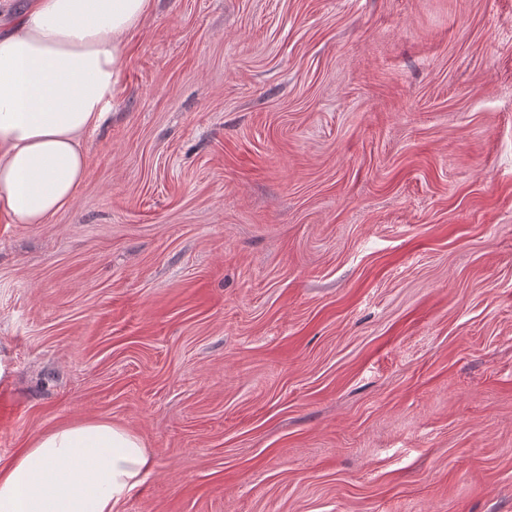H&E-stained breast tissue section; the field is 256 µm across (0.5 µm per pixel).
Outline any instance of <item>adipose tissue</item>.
I'll return each mask as SVG.
<instances>
[{
	"instance_id": "adipose-tissue-1",
	"label": "adipose tissue",
	"mask_w": 512,
	"mask_h": 512,
	"mask_svg": "<svg viewBox=\"0 0 512 512\" xmlns=\"http://www.w3.org/2000/svg\"><path fill=\"white\" fill-rule=\"evenodd\" d=\"M152 0H35L0 36V214L44 224L86 175V134L118 94L130 36ZM155 461L125 427L42 432L0 469V512H116Z\"/></svg>"
}]
</instances>
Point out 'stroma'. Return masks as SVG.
Wrapping results in <instances>:
<instances>
[{
	"label": "stroma",
	"mask_w": 512,
	"mask_h": 512,
	"mask_svg": "<svg viewBox=\"0 0 512 512\" xmlns=\"http://www.w3.org/2000/svg\"><path fill=\"white\" fill-rule=\"evenodd\" d=\"M87 175L0 216V468L118 512H512V0H154ZM154 467L141 438L112 422L52 428L0 469V512H116Z\"/></svg>",
	"instance_id": "obj_1"
}]
</instances>
